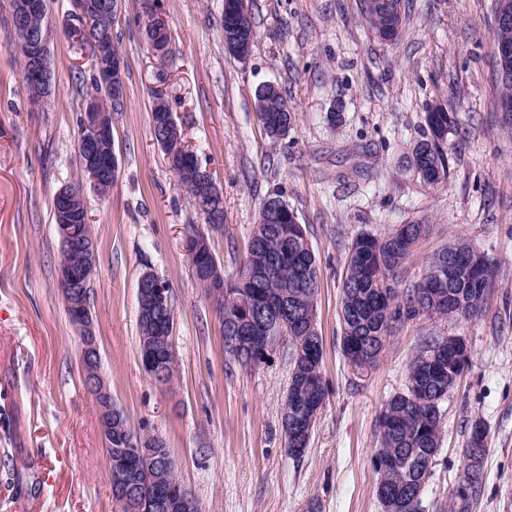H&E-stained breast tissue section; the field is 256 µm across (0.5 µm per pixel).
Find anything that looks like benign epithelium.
Returning a JSON list of instances; mask_svg holds the SVG:
<instances>
[{"label": "benign epithelium", "mask_w": 512, "mask_h": 512, "mask_svg": "<svg viewBox=\"0 0 512 512\" xmlns=\"http://www.w3.org/2000/svg\"><path fill=\"white\" fill-rule=\"evenodd\" d=\"M48 0H10L9 21L12 27L28 26L34 29L33 39L27 48L28 72L37 77L30 85V94L47 102L52 95L50 69V36L47 24L42 19L47 15ZM143 25L151 35L150 42L160 43L168 36L169 26L163 13L154 8L142 14ZM494 28L508 31L512 28V0H494ZM236 34L230 40L229 52L239 61H247L253 50L252 36L242 22L235 25ZM93 67L97 79L115 97L124 95L123 74L124 58L107 44L95 47L92 54ZM495 75L499 83L512 84V41L504 36L495 43ZM110 114L106 112L96 94L87 98L83 112L80 113L81 137L77 141L78 153L84 166L94 173L91 186L102 192L112 188L117 163L115 153L110 146ZM196 191L212 199L223 198L222 189L209 170L199 171ZM85 203L84 189L81 184H66L57 192L56 226L60 237L61 251L67 255L77 254L76 261H63L58 264L56 275L62 289L65 306L70 320L79 331L80 364L84 383L91 393L101 431L105 438L112 437V415L114 405L112 393L103 375L100 353L94 334L93 315L86 301L84 288L93 279L97 260L95 240L83 231L75 220ZM210 225H203L186 237V251L192 266L209 275L208 295L219 305L224 306V275L219 265L210 261L209 249ZM137 293L147 305L148 312L162 319L175 320L171 290L168 284L151 271L143 273L138 282ZM173 351L172 340L164 347L149 345L140 350V360L144 372L152 379L161 377V362ZM162 446L161 438H150L125 431L124 444L128 451L142 450L146 447ZM151 512H198L195 498L184 488L174 493L167 490L152 502Z\"/></svg>", "instance_id": "1"}]
</instances>
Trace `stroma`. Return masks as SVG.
<instances>
[{
    "label": "stroma",
    "instance_id": "stroma-1",
    "mask_svg": "<svg viewBox=\"0 0 512 512\" xmlns=\"http://www.w3.org/2000/svg\"><path fill=\"white\" fill-rule=\"evenodd\" d=\"M399 38L379 41L360 0H248L256 38L248 61L224 46V0H159L169 21L165 59L124 0L113 39L125 93L112 115L117 175L109 194L86 187L97 244L90 304L104 375L130 428L166 442L201 512H383L376 495L377 415L407 383L422 339L459 336L472 361L442 404L439 448L419 512L458 499L474 421L486 429L481 491L468 512H512V129L497 110L493 0H405ZM71 0H50L54 94L32 103L0 10V512H119L105 439L79 359L56 269L58 189L78 173L77 119L91 91L89 46L65 31ZM282 91L292 123L279 140L256 120L263 84ZM163 90L183 139L224 194L210 230L225 276L244 266L263 201L281 195L318 259L316 330L328 396L303 456L290 455L281 412L292 347L247 368L229 358L222 315L194 280L184 242L200 217L153 138ZM454 112L445 182L409 165L435 103ZM430 225L399 274L417 281L429 259L463 235L495 264L475 318L394 323L365 376L341 349V281L362 233ZM167 282L175 311L171 384L140 364L137 283Z\"/></svg>",
    "mask_w": 512,
    "mask_h": 512
}]
</instances>
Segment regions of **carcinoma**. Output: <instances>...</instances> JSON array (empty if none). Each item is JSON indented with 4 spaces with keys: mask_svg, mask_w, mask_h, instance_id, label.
Listing matches in <instances>:
<instances>
[{
    "mask_svg": "<svg viewBox=\"0 0 512 512\" xmlns=\"http://www.w3.org/2000/svg\"><path fill=\"white\" fill-rule=\"evenodd\" d=\"M116 14L92 13L74 19L81 43L94 46L112 43ZM277 89L268 90L265 105L256 113L268 137L288 133L290 113ZM456 127L452 112L426 114L424 138L419 149L426 159L412 168L423 182L437 185L447 179L445 148L448 134ZM430 232L428 224H397L382 235L362 234L348 250L341 288V347L349 366L366 373L378 362L392 323L420 316L439 315L469 319L477 316L493 286L491 260L463 237L438 251L422 277L400 290L397 276L417 244ZM318 280L316 254L299 223L256 224L248 245L243 269L224 279V292L237 298L224 305L223 337L227 354L237 336L249 337L245 365L265 362L266 345L286 336L292 344L293 369L284 400L281 424L290 448L308 447L317 415L322 409L327 386L322 375L323 342L314 324L318 288H306ZM139 342L164 343L165 325L148 322L145 307L139 306ZM471 362V351L459 336L441 337V345L429 360L413 357L408 364L406 389L383 406L377 427L380 448L376 459H395L396 467L379 475L377 487L392 497L391 512H418L420 501L409 492L427 483L426 460L436 454L441 434V406ZM117 432H112V472H135L139 459L117 452ZM156 485L135 487L132 502L120 505L121 512H138L139 499H147Z\"/></svg>",
    "mask_w": 512,
    "mask_h": 512,
    "instance_id": "cac0c4a2",
    "label": "carcinoma"
}]
</instances>
